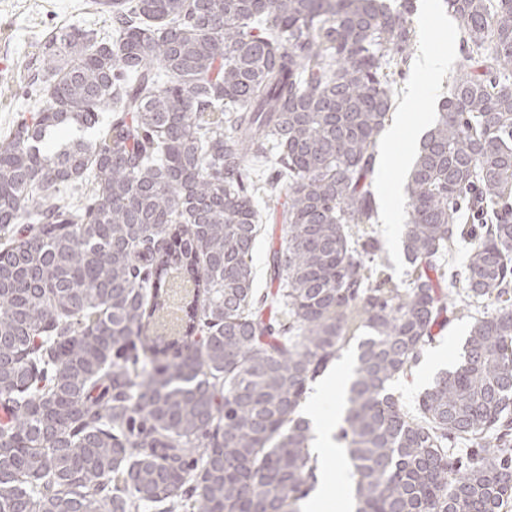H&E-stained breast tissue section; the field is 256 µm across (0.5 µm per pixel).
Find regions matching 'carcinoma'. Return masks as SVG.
I'll use <instances>...</instances> for the list:
<instances>
[{
	"label": "carcinoma",
	"mask_w": 512,
	"mask_h": 512,
	"mask_svg": "<svg viewBox=\"0 0 512 512\" xmlns=\"http://www.w3.org/2000/svg\"><path fill=\"white\" fill-rule=\"evenodd\" d=\"M446 3L462 58L407 177L402 283L368 178L412 0H95L110 32L49 33L0 135V512H303L301 407L353 339V512L512 505V0ZM283 190L258 296L254 197ZM485 300L405 409L393 382Z\"/></svg>",
	"instance_id": "obj_1"
}]
</instances>
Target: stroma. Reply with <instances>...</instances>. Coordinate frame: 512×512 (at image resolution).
Masks as SVG:
<instances>
[{"mask_svg": "<svg viewBox=\"0 0 512 512\" xmlns=\"http://www.w3.org/2000/svg\"><path fill=\"white\" fill-rule=\"evenodd\" d=\"M415 4L413 27L417 52L440 51L446 49L449 38H461L460 22L453 21L451 33L441 29L440 19H451L452 15L445 0H435L436 15L432 18L426 17L422 9L424 0H415ZM73 25H92L104 30L109 27L105 14L96 9L92 0H0V130L30 105L25 88L32 70L39 65L43 36L53 29ZM453 72L449 66L419 83L415 80V69H407L394 87L393 114L436 115L440 101L448 95V79ZM255 203L267 214L252 255L254 286L262 291L270 286L266 255L272 245L279 243L283 231L280 220L268 214V198L257 194ZM471 323V317H454L444 327L435 328L434 342L426 348L410 375L395 384L394 392L404 408L414 409L439 368L458 361L463 347L461 338Z\"/></svg>", "mask_w": 512, "mask_h": 512, "instance_id": "35a3bbf8", "label": "stroma"}]
</instances>
